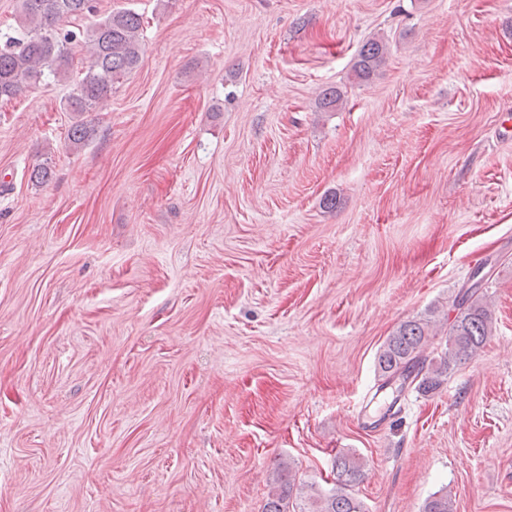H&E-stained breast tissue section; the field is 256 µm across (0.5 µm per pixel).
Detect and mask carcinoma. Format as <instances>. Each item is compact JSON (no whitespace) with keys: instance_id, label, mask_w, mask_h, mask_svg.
<instances>
[{"instance_id":"carcinoma-1","label":"carcinoma","mask_w":512,"mask_h":512,"mask_svg":"<svg viewBox=\"0 0 512 512\" xmlns=\"http://www.w3.org/2000/svg\"><path fill=\"white\" fill-rule=\"evenodd\" d=\"M19 33L0 40V97L13 98L45 79H69L76 48L89 54L81 78L62 101L76 117L68 131L71 144L85 142L89 129L79 117L112 94L114 85L130 75L142 59L140 30L143 16L128 8L97 15L92 0H18ZM386 46L371 39L359 50L355 76L368 80L385 63ZM482 283L458 291L451 303L455 313L448 326V347L428 358L425 352L435 335L421 319L402 323L385 341L377 357L381 376L410 378L416 389L437 390L458 364L477 355L492 336L493 322ZM334 484L318 490L297 480L286 461L277 464L269 481L262 512H366L356 494L365 476L362 459L339 453L334 460ZM422 512H453L448 492L428 498Z\"/></svg>"}]
</instances>
